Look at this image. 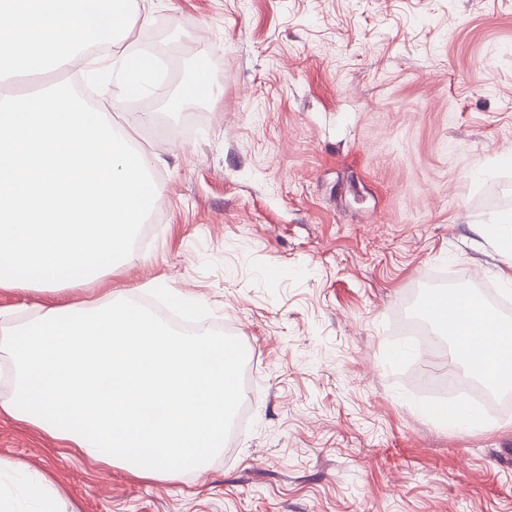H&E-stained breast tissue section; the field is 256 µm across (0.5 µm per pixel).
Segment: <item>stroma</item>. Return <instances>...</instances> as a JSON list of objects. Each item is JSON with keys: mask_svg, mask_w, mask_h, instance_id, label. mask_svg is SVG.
<instances>
[{"mask_svg": "<svg viewBox=\"0 0 512 512\" xmlns=\"http://www.w3.org/2000/svg\"><path fill=\"white\" fill-rule=\"evenodd\" d=\"M156 32L220 92L96 96L137 127L162 192L149 232L67 291L0 288L10 326L48 308L147 298L205 305L246 349L241 429L203 473L159 481L76 455L0 416V458L65 492L62 512H512V408L454 431L419 413L388 361L407 301L437 275L504 288L495 240L512 215V0H161Z\"/></svg>", "mask_w": 512, "mask_h": 512, "instance_id": "obj_1", "label": "stroma"}]
</instances>
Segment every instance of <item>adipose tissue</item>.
Returning a JSON list of instances; mask_svg holds the SVG:
<instances>
[{
  "label": "adipose tissue",
  "instance_id": "ef3b65f1",
  "mask_svg": "<svg viewBox=\"0 0 512 512\" xmlns=\"http://www.w3.org/2000/svg\"><path fill=\"white\" fill-rule=\"evenodd\" d=\"M447 306L456 321L452 338L458 357L483 380L512 387V326H498L493 311L461 290L449 293ZM61 502L59 488L44 475L0 459V512H60Z\"/></svg>",
  "mask_w": 512,
  "mask_h": 512
}]
</instances>
